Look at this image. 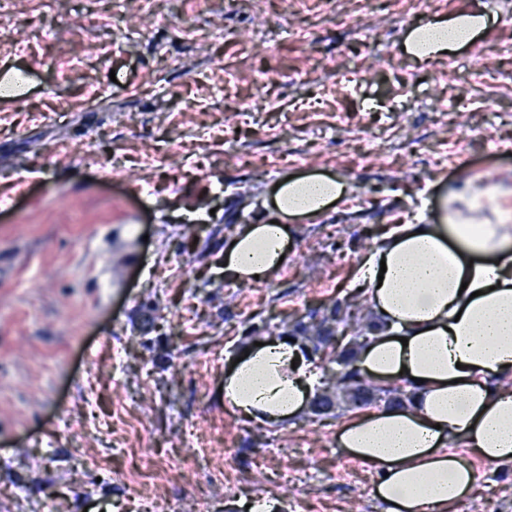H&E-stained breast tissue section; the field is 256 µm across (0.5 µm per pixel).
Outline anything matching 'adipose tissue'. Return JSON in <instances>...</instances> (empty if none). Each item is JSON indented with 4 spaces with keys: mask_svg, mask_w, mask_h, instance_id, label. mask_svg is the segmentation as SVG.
I'll return each instance as SVG.
<instances>
[{
    "mask_svg": "<svg viewBox=\"0 0 512 512\" xmlns=\"http://www.w3.org/2000/svg\"><path fill=\"white\" fill-rule=\"evenodd\" d=\"M484 24L428 21L412 28L407 49L419 60L460 50ZM346 192L323 175L281 180L271 219L241 225L225 246V279L271 281L291 249L288 222L321 217ZM451 201L438 223L390 230L358 267L377 329L356 366L407 398L349 416L336 440L371 467L384 512H453L476 485L474 459L512 463V389L501 385L512 378V226L462 218L467 192ZM318 381L298 341L271 336L226 369L224 400L258 424H281L309 409Z\"/></svg>",
    "mask_w": 512,
    "mask_h": 512,
    "instance_id": "ef3b65f1",
    "label": "adipose tissue"
}]
</instances>
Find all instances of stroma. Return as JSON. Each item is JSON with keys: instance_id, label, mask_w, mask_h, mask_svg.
<instances>
[{"instance_id": "1", "label": "stroma", "mask_w": 512, "mask_h": 512, "mask_svg": "<svg viewBox=\"0 0 512 512\" xmlns=\"http://www.w3.org/2000/svg\"><path fill=\"white\" fill-rule=\"evenodd\" d=\"M460 15L487 20L464 49L405 51L414 26ZM14 70L0 512H242L263 496L382 512L369 467L339 474L352 408L262 426L225 405L224 372L249 324L279 335L352 290L376 245L365 228L435 223L439 194L466 183L494 188L475 218L512 225V0H8L0 75ZM295 173L348 186L293 224L305 262L263 286L225 281V241ZM473 465L476 512H512V464Z\"/></svg>"}]
</instances>
